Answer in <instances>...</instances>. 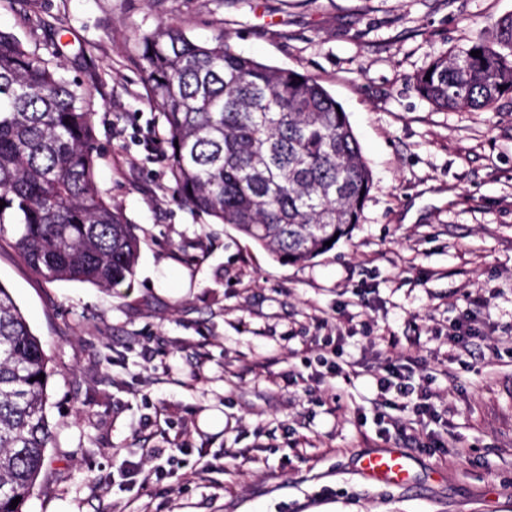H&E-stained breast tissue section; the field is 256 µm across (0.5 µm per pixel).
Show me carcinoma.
Listing matches in <instances>:
<instances>
[{
    "instance_id": "cac0c4a2",
    "label": "carcinoma",
    "mask_w": 512,
    "mask_h": 512,
    "mask_svg": "<svg viewBox=\"0 0 512 512\" xmlns=\"http://www.w3.org/2000/svg\"><path fill=\"white\" fill-rule=\"evenodd\" d=\"M139 48L184 204L286 264L310 262L350 234L371 174L346 113L317 80L240 55L221 35L198 41L161 27ZM415 87L442 109L512 95V15L492 40L436 58ZM95 159L84 90L0 31V233L17 226L21 258L50 282L115 287L135 276L139 237L98 189ZM48 363L0 285V512H24L46 464L48 380L38 375L50 376Z\"/></svg>"
}]
</instances>
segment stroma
<instances>
[{
	"instance_id": "obj_1",
	"label": "stroma",
	"mask_w": 512,
	"mask_h": 512,
	"mask_svg": "<svg viewBox=\"0 0 512 512\" xmlns=\"http://www.w3.org/2000/svg\"><path fill=\"white\" fill-rule=\"evenodd\" d=\"M510 15L512 0H0V29L86 92L98 187L140 238L132 281L100 288L46 281L0 235V285L53 370L25 512H512V96L446 111L414 86ZM159 26L335 98L372 173L348 237L283 264L179 201L138 51ZM472 294L488 306L461 347L448 330ZM390 362L440 414L404 485L357 470L406 448L411 410L378 396Z\"/></svg>"
}]
</instances>
